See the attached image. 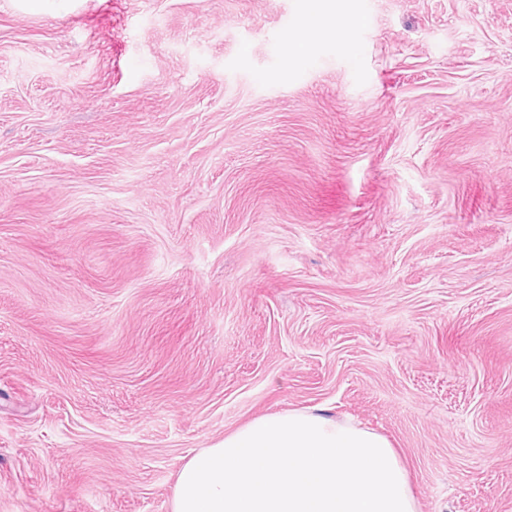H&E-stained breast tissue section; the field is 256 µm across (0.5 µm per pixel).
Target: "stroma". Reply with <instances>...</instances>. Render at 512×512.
<instances>
[{
	"label": "stroma",
	"mask_w": 512,
	"mask_h": 512,
	"mask_svg": "<svg viewBox=\"0 0 512 512\" xmlns=\"http://www.w3.org/2000/svg\"><path fill=\"white\" fill-rule=\"evenodd\" d=\"M0 0V512H170L321 407L512 512V0ZM307 10L302 21V30L300 33L291 34L288 38L289 45L293 51H299L305 44V35L317 28H321L327 24V15L324 11L323 2L321 0L307 1Z\"/></svg>",
	"instance_id": "35a3bbf8"
}]
</instances>
